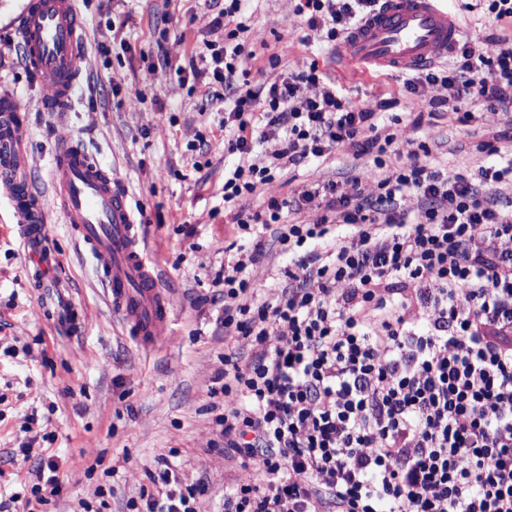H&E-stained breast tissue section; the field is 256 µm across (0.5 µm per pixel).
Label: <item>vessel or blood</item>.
<instances>
[{"label":"vessel or blood","mask_w":512,"mask_h":512,"mask_svg":"<svg viewBox=\"0 0 512 512\" xmlns=\"http://www.w3.org/2000/svg\"><path fill=\"white\" fill-rule=\"evenodd\" d=\"M12 29L24 48L25 65L48 84V112L66 111L81 76L85 54L77 0H25ZM460 27L441 0H385L340 44L336 54L355 66L417 70L447 56ZM21 104L0 95V187L8 191L21 226L28 278L36 288H60L59 258L48 244V217L23 176ZM54 197L73 233L89 248L107 285L113 308L142 347L169 340L170 302L154 266L144 258L127 195L111 171L73 141L57 140L52 154Z\"/></svg>","instance_id":"obj_1"}]
</instances>
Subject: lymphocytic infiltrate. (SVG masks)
I'll return each mask as SVG.
<instances>
[{
    "label": "lymphocytic infiltrate",
    "instance_id": "obj_1",
    "mask_svg": "<svg viewBox=\"0 0 512 512\" xmlns=\"http://www.w3.org/2000/svg\"><path fill=\"white\" fill-rule=\"evenodd\" d=\"M243 0L208 22L223 39L191 56L193 78L234 86L244 47ZM379 0H297L310 39L336 46ZM403 126L378 133L377 106L342 95L318 62L240 89L224 111V177L245 254L216 274L212 305L224 333L248 339L247 361L225 355L224 411L214 429L238 475L224 512H512V153L470 175L431 167L415 133L446 105L512 104V42L458 38L445 63L405 79ZM365 158L339 183L314 181L262 210L237 204L285 168L337 147ZM401 165L379 177L386 158ZM416 210L403 207L405 197ZM310 210L286 224L282 212ZM347 235H340V228ZM274 229L295 259L288 283L257 301L251 273ZM127 512H204L208 483L167 461L144 469ZM62 487L54 454L41 457L24 503L42 512Z\"/></svg>",
    "mask_w": 512,
    "mask_h": 512
}]
</instances>
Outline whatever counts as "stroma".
Segmentation results:
<instances>
[{
	"label": "stroma",
	"instance_id": "obj_1",
	"mask_svg": "<svg viewBox=\"0 0 512 512\" xmlns=\"http://www.w3.org/2000/svg\"><path fill=\"white\" fill-rule=\"evenodd\" d=\"M466 0H443L461 32L485 48L490 36L512 41V22L496 21ZM22 0H0V93L23 104L29 176L49 215L50 242L67 282L65 297L74 323L66 325L44 307L29 285L16 217L0 190V501L23 512L33 455L53 449L63 477L62 492L50 512H75L96 488L109 489L111 512H126L139 493L143 469L166 458L177 471L204 474L210 482L208 512H224V483L237 473L234 461L209 451L213 421L224 396L215 378L225 354L246 356V341L225 336L207 299L212 280L227 261L234 241L232 215L224 209V171L237 163L224 151V87L207 80L180 78L224 0H78L86 41L81 83L65 112L41 106L46 85L27 70L11 19ZM294 0H247L250 30L241 34L247 80L262 83L268 59L281 67L302 58L317 60L353 102L398 98L379 121L380 135L395 129L393 119L409 108L403 76L364 72L336 62L294 15ZM123 23L124 45L108 53L98 45L109 23ZM121 78L113 89V78ZM167 105L154 112L153 97ZM476 118L460 125L440 113L419 132L437 168L468 174L493 158L480 146L496 140L512 150V109L475 102ZM78 142L124 186L139 223L145 253L156 262L162 289L172 305L171 340L162 349L141 348L113 310L94 257L71 234L51 187L52 149L58 138ZM365 161L348 148L284 170L273 188L259 187L245 206L261 209L269 192L290 199L316 180L343 182ZM32 431H25L29 416Z\"/></svg>",
	"mask_w": 512,
	"mask_h": 512
}]
</instances>
